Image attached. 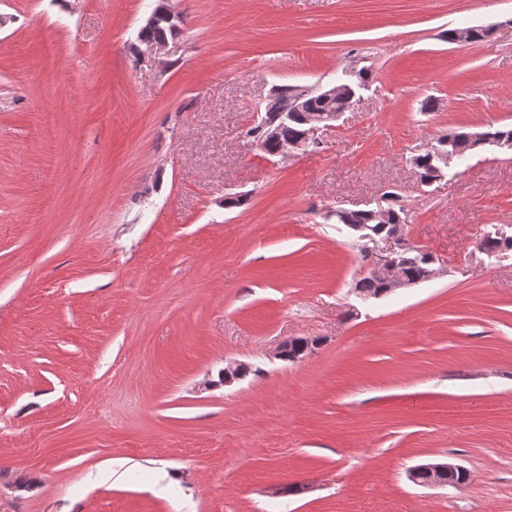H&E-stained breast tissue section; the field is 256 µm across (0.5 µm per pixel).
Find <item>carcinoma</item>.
Returning <instances> with one entry per match:
<instances>
[{
	"label": "carcinoma",
	"mask_w": 512,
	"mask_h": 512,
	"mask_svg": "<svg viewBox=\"0 0 512 512\" xmlns=\"http://www.w3.org/2000/svg\"><path fill=\"white\" fill-rule=\"evenodd\" d=\"M176 29L166 21H160L151 28L141 29L140 35L156 41H164L167 35L174 34ZM490 35V31L480 27H458L448 30L446 39L450 43L463 38L468 43L480 42ZM351 79L342 82L348 87L343 97H321L312 95L307 99L304 111L297 110L295 101L294 85H279L274 87L272 95L265 103L264 115L275 120L274 133L268 134L265 124L259 121L251 127L247 135L259 146L262 153L267 157H274L280 147L290 141L299 138L305 128L304 113L329 114L336 112L343 107V104L351 101L356 96L357 90L364 86L369 79V74L362 71L358 74L349 73ZM501 139L512 140V127H502L484 131L481 139L473 138V131L459 127L445 131L436 139L435 148L426 154L418 155L412 159V165L419 175L422 183L439 179L443 170L448 166V157L455 161H463L479 148L492 146ZM398 196L392 192L386 193L379 207L387 215L383 222L372 218L370 210H336V221L339 224H367L375 230H381L387 224H404L405 212L402 206L397 204ZM479 248L490 252L493 257L499 258L512 252V238L501 240L496 237H483L480 240ZM398 263L402 267L405 279L417 284L431 278L433 274L434 259L430 253L417 247L398 255ZM356 288L366 296L376 298L386 295L388 287L384 280L377 277L370 271L361 278Z\"/></svg>",
	"instance_id": "1"
}]
</instances>
